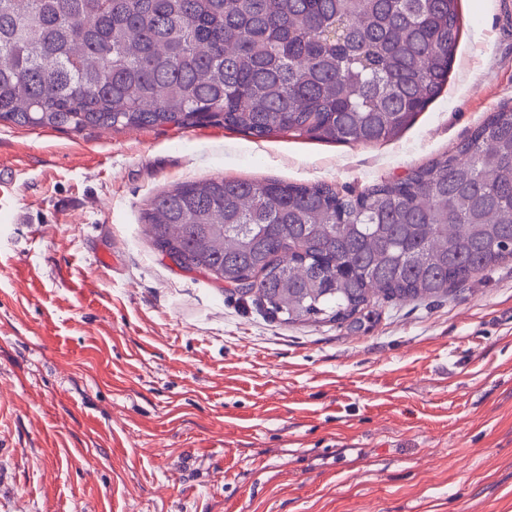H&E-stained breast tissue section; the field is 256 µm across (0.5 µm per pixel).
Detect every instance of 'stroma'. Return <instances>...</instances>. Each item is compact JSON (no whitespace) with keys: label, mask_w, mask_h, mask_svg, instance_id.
<instances>
[{"label":"stroma","mask_w":512,"mask_h":512,"mask_svg":"<svg viewBox=\"0 0 512 512\" xmlns=\"http://www.w3.org/2000/svg\"><path fill=\"white\" fill-rule=\"evenodd\" d=\"M458 13L447 84L388 141L0 124V512H512V260L289 324L140 221L187 180L357 193L448 154L512 106V0Z\"/></svg>","instance_id":"35a3bbf8"}]
</instances>
